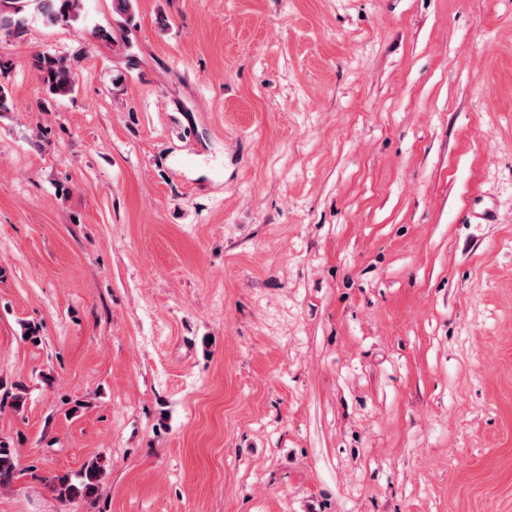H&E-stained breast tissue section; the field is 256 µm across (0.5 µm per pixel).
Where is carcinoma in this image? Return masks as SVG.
Returning <instances> with one entry per match:
<instances>
[{"label": "carcinoma", "instance_id": "cac0c4a2", "mask_svg": "<svg viewBox=\"0 0 512 512\" xmlns=\"http://www.w3.org/2000/svg\"><path fill=\"white\" fill-rule=\"evenodd\" d=\"M83 0H0V32L19 39L27 32L29 18L36 16L48 25L78 20ZM40 85L46 94L63 98L76 90L77 78L70 59L50 52L33 58ZM15 449L0 440V487L10 485L16 474ZM104 469L93 461L85 467L81 480L72 482L67 474L54 477V488L65 500H89L95 497L103 480Z\"/></svg>", "mask_w": 512, "mask_h": 512}]
</instances>
